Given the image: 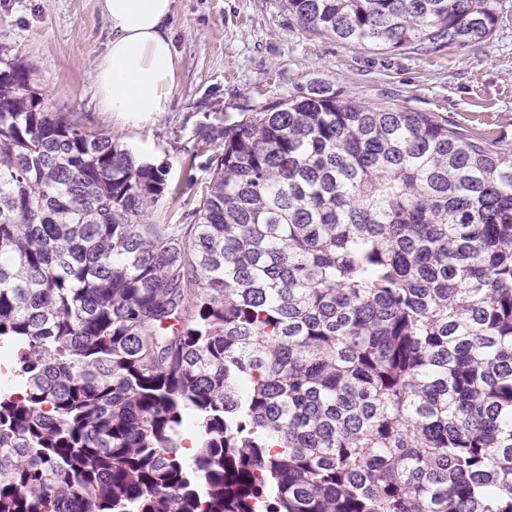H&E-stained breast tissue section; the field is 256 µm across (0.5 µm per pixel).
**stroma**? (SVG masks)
Returning <instances> with one entry per match:
<instances>
[{
    "label": "stroma",
    "instance_id": "1",
    "mask_svg": "<svg viewBox=\"0 0 512 512\" xmlns=\"http://www.w3.org/2000/svg\"><path fill=\"white\" fill-rule=\"evenodd\" d=\"M171 37L176 88L168 109L131 124L101 111L93 85L107 40L99 0H0V46L32 65L31 87L52 111L75 113L132 153L168 163L170 184L183 192L157 213L161 223H185L202 196L205 127L240 120L248 105L302 95L316 81L344 101L430 112L512 145V0L489 41L428 54L367 49L304 29L283 0H175Z\"/></svg>",
    "mask_w": 512,
    "mask_h": 512
}]
</instances>
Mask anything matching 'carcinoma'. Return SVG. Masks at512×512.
Segmentation results:
<instances>
[{"label": "carcinoma", "instance_id": "cac0c4a2", "mask_svg": "<svg viewBox=\"0 0 512 512\" xmlns=\"http://www.w3.org/2000/svg\"><path fill=\"white\" fill-rule=\"evenodd\" d=\"M421 53L503 0H284ZM0 51V512H512V147L330 87L168 164ZM195 438L192 462L181 452Z\"/></svg>", "mask_w": 512, "mask_h": 512}]
</instances>
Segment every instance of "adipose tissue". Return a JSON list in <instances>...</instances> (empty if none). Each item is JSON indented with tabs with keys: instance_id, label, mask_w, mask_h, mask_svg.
<instances>
[{
	"instance_id": "ef3b65f1",
	"label": "adipose tissue",
	"mask_w": 512,
	"mask_h": 512,
	"mask_svg": "<svg viewBox=\"0 0 512 512\" xmlns=\"http://www.w3.org/2000/svg\"><path fill=\"white\" fill-rule=\"evenodd\" d=\"M108 38L93 72L102 111H166L176 86L174 0H100Z\"/></svg>"
}]
</instances>
